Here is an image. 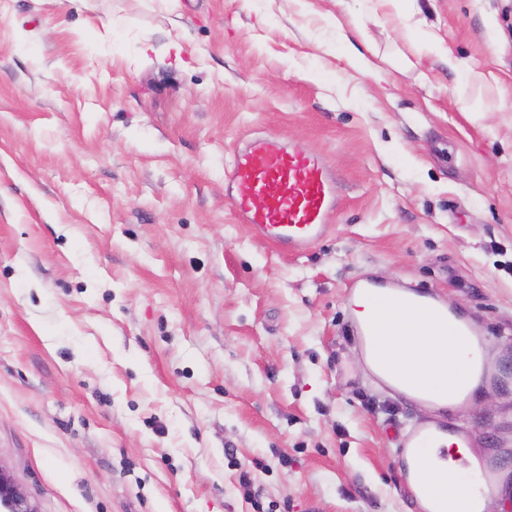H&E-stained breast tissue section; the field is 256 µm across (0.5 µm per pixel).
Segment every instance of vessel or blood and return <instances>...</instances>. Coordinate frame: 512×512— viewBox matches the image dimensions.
<instances>
[{
  "label": "vessel or blood",
  "mask_w": 512,
  "mask_h": 512,
  "mask_svg": "<svg viewBox=\"0 0 512 512\" xmlns=\"http://www.w3.org/2000/svg\"><path fill=\"white\" fill-rule=\"evenodd\" d=\"M336 171L319 155L297 142H272L252 138L233 153L224 174V189L230 197L237 223L246 226L253 238L288 253L305 251L323 239L331 228L338 205ZM351 294L369 298L381 310V318L354 325L356 340L369 358L370 378L377 384L402 383L401 368L388 351L386 313L410 316L429 330L446 329L467 350L448 370L449 402L469 401L473 392L486 387L501 393L512 391V373L491 359L479 322L469 314L443 305L433 293L409 287L384 286L373 280H358ZM449 442L454 448L472 445L470 429L418 420L404 427L395 452L396 468L410 499L426 491L427 474L414 467L420 449ZM465 469L473 478L463 494L449 501L450 512H481L487 494L502 490L495 464L482 459L468 460Z\"/></svg>",
  "instance_id": "obj_1"
}]
</instances>
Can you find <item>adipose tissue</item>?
<instances>
[{"label": "adipose tissue", "mask_w": 512, "mask_h": 512, "mask_svg": "<svg viewBox=\"0 0 512 512\" xmlns=\"http://www.w3.org/2000/svg\"><path fill=\"white\" fill-rule=\"evenodd\" d=\"M336 5L337 12L325 13L322 19L343 47H352L355 39L362 35L365 16L355 10L349 0H336ZM412 36L427 53L447 61L449 68L458 71L464 85L495 82L493 73L474 70L466 62L456 58L444 39L433 29L420 24L414 28ZM385 342L397 363L409 376L425 370L436 374L446 372L449 362L458 350L452 336L438 335L413 323L407 324L400 334L395 333L394 329H387Z\"/></svg>", "instance_id": "adipose-tissue-1"}]
</instances>
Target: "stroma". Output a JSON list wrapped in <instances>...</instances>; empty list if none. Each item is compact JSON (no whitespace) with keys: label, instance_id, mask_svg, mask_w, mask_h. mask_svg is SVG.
I'll return each instance as SVG.
<instances>
[{"label":"stroma","instance_id":"obj_1","mask_svg":"<svg viewBox=\"0 0 512 512\" xmlns=\"http://www.w3.org/2000/svg\"><path fill=\"white\" fill-rule=\"evenodd\" d=\"M420 4L505 99L404 16L366 19L389 62L363 74L318 27L335 0H0V466L38 512H424L390 429L427 417L471 428L512 505V397L427 412L367 382L350 329L368 278L512 348V0ZM252 133L336 168L306 252L235 221ZM411 35L427 53L447 61L449 68L458 71L464 86L475 83L497 82L498 78L492 72L485 73L474 70L466 62L456 58L448 49L444 39L426 25H417Z\"/></svg>","mask_w":512,"mask_h":512}]
</instances>
